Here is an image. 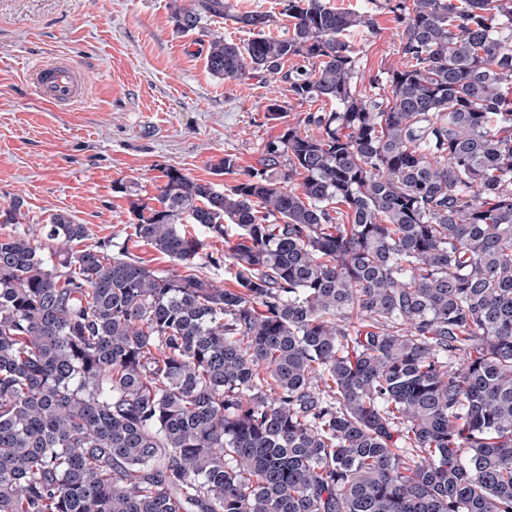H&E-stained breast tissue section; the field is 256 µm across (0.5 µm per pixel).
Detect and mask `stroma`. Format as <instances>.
Segmentation results:
<instances>
[{
	"instance_id": "35a3bbf8",
	"label": "stroma",
	"mask_w": 512,
	"mask_h": 512,
	"mask_svg": "<svg viewBox=\"0 0 512 512\" xmlns=\"http://www.w3.org/2000/svg\"><path fill=\"white\" fill-rule=\"evenodd\" d=\"M188 0H0V212L18 206L17 223L0 234L38 237L52 214L87 225L81 248L109 242L157 271L173 264L126 235L133 204L154 203L164 167L194 179L234 184L216 175L224 155L240 169L304 118L281 76L245 83L206 68L212 37L243 42L249 29L207 17L199 29L178 32L171 15ZM335 8L369 12L376 32L350 33L366 74L399 67L398 24L384 0H328ZM65 61L85 80L82 101L55 106L40 99L30 68ZM278 100L286 122L268 119Z\"/></svg>"
}]
</instances>
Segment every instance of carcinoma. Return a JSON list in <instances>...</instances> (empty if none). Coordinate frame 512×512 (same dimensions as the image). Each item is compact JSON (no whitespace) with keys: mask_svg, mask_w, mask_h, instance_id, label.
Returning a JSON list of instances; mask_svg holds the SVG:
<instances>
[{"mask_svg":"<svg viewBox=\"0 0 512 512\" xmlns=\"http://www.w3.org/2000/svg\"><path fill=\"white\" fill-rule=\"evenodd\" d=\"M386 2L367 79L364 12L174 9L256 31L214 76L336 105L231 186L162 170L132 236L188 273L0 236V512H512V0ZM334 8L368 11L375 19L377 30L371 34L367 30L350 33L348 39L355 45L365 70L369 75L380 74L400 66L402 55L399 48V29L394 14L385 6V0L376 4L367 0H326Z\"/></svg>","mask_w":512,"mask_h":512,"instance_id":"1","label":"carcinoma"}]
</instances>
